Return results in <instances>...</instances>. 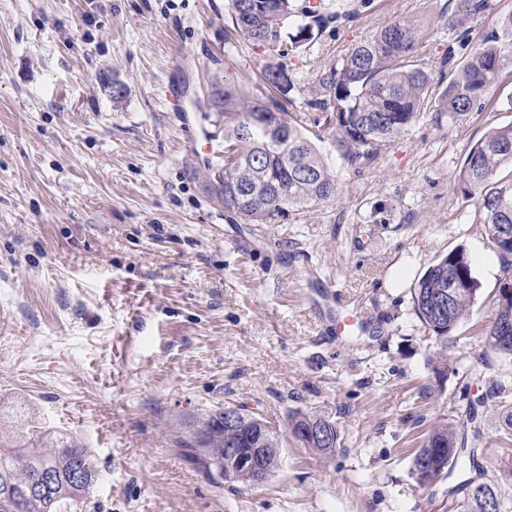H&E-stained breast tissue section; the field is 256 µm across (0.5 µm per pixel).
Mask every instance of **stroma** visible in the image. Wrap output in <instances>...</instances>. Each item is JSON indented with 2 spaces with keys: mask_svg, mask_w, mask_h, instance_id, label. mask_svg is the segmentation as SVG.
<instances>
[{
  "mask_svg": "<svg viewBox=\"0 0 512 512\" xmlns=\"http://www.w3.org/2000/svg\"><path fill=\"white\" fill-rule=\"evenodd\" d=\"M341 14L289 58L286 105L336 174L333 200L239 224L195 168L224 162L210 83L268 94L266 48L227 24L229 0H0V412L75 434L96 481L81 512H464L482 478L512 512V357L494 353L500 258L456 177L472 144L512 123V69L485 105L426 112L372 160L347 164L310 107L319 74L378 29L427 25L438 68L448 0H311ZM125 89L112 97L113 85ZM466 248L480 291L440 345L413 289ZM359 312L371 329L336 323ZM479 409L476 468L411 477L438 424ZM231 403L282 435L279 469L249 489L204 478L174 440L184 418ZM336 423L320 455L288 416ZM309 421H325L328 422L326 443H320L317 439L315 440L312 436L306 435L305 430H308ZM288 429L292 437L301 445L303 448H311L313 451L320 454H327L332 449L337 448L340 441V433L336 425L329 419L321 417L314 413L308 412H294L288 417Z\"/></svg>",
  "mask_w": 512,
  "mask_h": 512,
  "instance_id": "obj_1",
  "label": "stroma"
}]
</instances>
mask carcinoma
Instances as JSON below:
<instances>
[{"mask_svg": "<svg viewBox=\"0 0 512 512\" xmlns=\"http://www.w3.org/2000/svg\"><path fill=\"white\" fill-rule=\"evenodd\" d=\"M494 10L493 0H455V11L441 15L452 37L441 58L448 67V81L434 83L425 66L428 33L413 21H395L353 47L327 71L317 75L314 104L322 112L328 136L350 163L374 158L430 106L455 118L482 108L502 72L512 68V14L499 27L472 41L458 32L470 16ZM229 22L234 31L255 45L283 57L313 42L325 23L324 17L297 0H229ZM266 83L277 95L257 96L224 75V82L211 84L207 108L224 126L225 152L235 162L218 177L209 163L202 172L209 198L237 215L245 224H271L291 211L315 207L336 194V181L317 146L296 118L285 111L284 101L294 88L286 63L264 67ZM275 118L287 130L283 140L270 142L256 125ZM512 165V124L490 130L473 144L457 181L461 190L477 200V213L488 242L501 260L500 279L512 280V243L503 237L502 225H512V178L497 179L500 168ZM479 282L474 277L466 250L459 247L433 263L414 288V309L424 326L442 338L448 351V336L468 317L477 299ZM500 321L512 323V299H497L489 331V345L499 352L503 335ZM224 407L216 406L193 417L176 439L183 457L209 479L249 486L252 474L224 461ZM240 426L237 439L246 448L249 437L263 417L237 408ZM314 413L294 412L288 429L303 448L327 454L336 448L340 433L328 422L325 443L305 434L309 422L321 421ZM267 443L258 450L265 477L280 464V433L269 422ZM27 446L0 445V512H72L83 503L95 482L90 452L64 434L25 433ZM466 437L455 428L440 425L427 435L415 454L412 478L430 486L450 476L462 463L475 465V449L465 451ZM468 512H478V491L494 493L491 485L467 482Z\"/></svg>", "mask_w": 512, "mask_h": 512, "instance_id": "cac0c4a2", "label": "carcinoma"}]
</instances>
